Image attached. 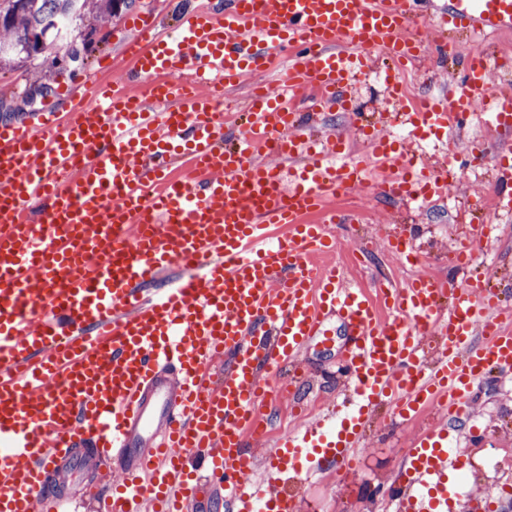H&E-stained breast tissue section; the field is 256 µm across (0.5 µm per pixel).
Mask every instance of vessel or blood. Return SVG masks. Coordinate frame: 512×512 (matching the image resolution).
<instances>
[{"instance_id": "obj_1", "label": "vessel or blood", "mask_w": 512, "mask_h": 512, "mask_svg": "<svg viewBox=\"0 0 512 512\" xmlns=\"http://www.w3.org/2000/svg\"><path fill=\"white\" fill-rule=\"evenodd\" d=\"M422 4L220 0L186 10L172 39L134 17L128 85L61 86L66 116L42 108L24 125L0 123V512H64L57 486L95 462L122 474L108 494L77 484L76 499L98 512H192L207 487L235 512H292L289 478L348 460L383 398L402 419L430 405L457 423L481 384L512 371L504 285L420 273L375 300L324 262L338 248L328 225L348 218L321 206L362 187L373 164L387 166L395 198L446 192V173L388 135L359 128L367 151L337 165L345 137L306 132L321 113L350 111L346 88L376 53L418 56ZM439 21L511 33L512 0H445ZM291 52L225 147V89ZM386 83L414 136L459 129L476 102L512 131V92L491 85L481 52L460 84L420 106L403 100L397 73ZM90 94L103 105L89 114ZM495 165L498 204L511 210L512 153ZM273 224L286 235L269 245ZM391 249L410 264L422 256L411 232ZM175 263L204 273L148 292ZM336 317L349 334L350 410L298 427L255 466L269 375L325 341ZM432 329L442 342L429 370ZM449 437L438 425L408 449L403 512H451L463 457Z\"/></svg>"}]
</instances>
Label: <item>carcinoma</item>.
Instances as JSON below:
<instances>
[{"mask_svg": "<svg viewBox=\"0 0 512 512\" xmlns=\"http://www.w3.org/2000/svg\"><path fill=\"white\" fill-rule=\"evenodd\" d=\"M129 9L134 0H0V14L9 20V27L0 29V69L14 67L42 59L44 77L52 68L68 60L80 61L90 51L92 40L86 39L83 47L69 56H54L51 48L62 31L91 14L105 22L117 14L114 2ZM35 36L30 42L27 37Z\"/></svg>", "mask_w": 512, "mask_h": 512, "instance_id": "obj_1", "label": "carcinoma"}]
</instances>
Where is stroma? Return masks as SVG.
<instances>
[{"mask_svg": "<svg viewBox=\"0 0 512 512\" xmlns=\"http://www.w3.org/2000/svg\"><path fill=\"white\" fill-rule=\"evenodd\" d=\"M183 2L136 0L132 8L113 17L106 27L105 41L93 45L81 66L67 67L60 74V81L67 83L90 73L98 74L105 85L120 81L130 67L121 57L123 47L135 35L128 25L129 20L140 14L164 32L174 33ZM447 43L449 48L445 51L434 43H427L422 57L408 67L403 84L409 94L425 98L437 93L467 67L470 53L478 48L487 54L493 82L504 83L497 44L470 39L463 34L448 35ZM286 65V60H277L264 75L245 76L236 88L225 91L228 106L224 110V124L228 132H235L237 114L242 111L256 82L275 83ZM40 71L41 66L36 61L19 69L0 70V113H9L11 123L22 124L32 111L46 103L56 111L67 112V101L55 94L36 99L29 97L28 92ZM353 101L355 111L361 112L367 120L377 119L381 113L393 109L385 83L374 73L358 78L353 86ZM474 139L482 140L483 153L449 182L446 202L431 206L383 196L372 213L360 217L358 223L337 225L341 245L334 261L347 268L351 285L371 290L384 279L398 286L408 283L410 275L392 254L388 243L389 233L401 231L406 224L419 225L422 242L432 243L433 248L428 254L429 268L437 271L441 278L461 279L462 274L455 270L448 252L457 245L451 234L453 219L467 206L474 209L477 222L495 227L488 242L474 247L475 270L490 276L500 274L512 278V213L495 207V187L491 180L495 155L505 144V137L477 118L462 133L439 141L412 139L408 145L433 165L448 152L465 150ZM432 417V410H425L410 426L393 417L390 407L381 406L352 461L344 469L329 467L289 483L288 492L297 501V512H395L394 507L373 504L371 491L386 488L404 469L406 448ZM451 440L463 454H494L502 448L512 450V377L481 387L471 406L469 419L462 421L459 429L452 433ZM458 492L459 512H512V496L497 485L483 482L459 487Z\"/></svg>", "mask_w": 512, "mask_h": 512, "instance_id": "stroma-1", "label": "stroma"}]
</instances>
